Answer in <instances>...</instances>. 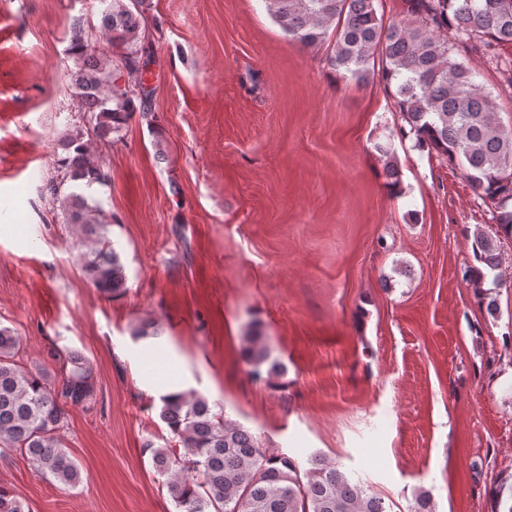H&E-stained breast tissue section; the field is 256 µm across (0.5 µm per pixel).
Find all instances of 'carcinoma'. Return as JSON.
I'll list each match as a JSON object with an SVG mask.
<instances>
[{
    "label": "carcinoma",
    "instance_id": "1",
    "mask_svg": "<svg viewBox=\"0 0 512 512\" xmlns=\"http://www.w3.org/2000/svg\"><path fill=\"white\" fill-rule=\"evenodd\" d=\"M98 23L81 17L69 33L67 70L80 117L57 141L60 175L43 191L76 227L77 260L95 288L108 297L127 290L125 265L110 238L112 216L91 190L111 183V171L93 144L112 142L135 115H148L153 48L146 0H98ZM289 40L306 48L333 41L331 69L358 84L382 83L404 124L395 136L435 153L460 169L491 207L494 228L471 241L469 282L502 285L501 239L512 238V127L500 117L496 97L478 81L466 54L499 59L512 46V0H406L408 20L383 23L377 0H263ZM390 193L403 194L392 144H378ZM242 354L256 377L274 379L285 366L272 356L261 325L241 336ZM18 333L0 325V449L32 461L64 486L79 482L77 464L57 431L65 405L93 396V372L81 355L57 382L20 358ZM159 417L169 439L147 441L155 471L165 478L177 512H391L321 456L303 470L291 456L263 446L249 430L224 418L216 403L193 390L160 396ZM496 512H512V481L493 491ZM0 512H27L12 489L0 484Z\"/></svg>",
    "mask_w": 512,
    "mask_h": 512
}]
</instances>
